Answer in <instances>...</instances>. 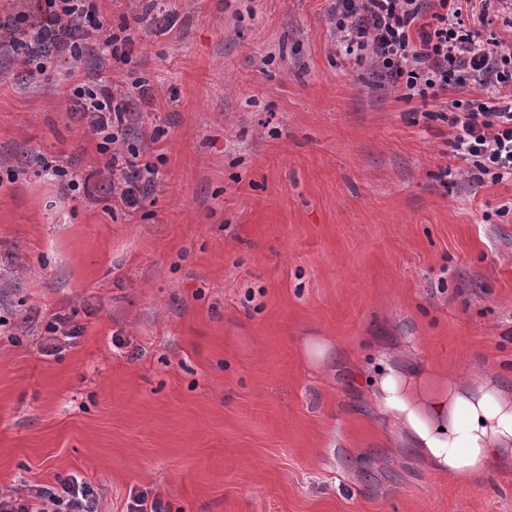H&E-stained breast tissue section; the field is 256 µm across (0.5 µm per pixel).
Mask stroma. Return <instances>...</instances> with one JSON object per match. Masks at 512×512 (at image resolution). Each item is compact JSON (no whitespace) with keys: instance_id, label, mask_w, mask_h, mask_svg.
Wrapping results in <instances>:
<instances>
[{"instance_id":"stroma-1","label":"stroma","mask_w":512,"mask_h":512,"mask_svg":"<svg viewBox=\"0 0 512 512\" xmlns=\"http://www.w3.org/2000/svg\"><path fill=\"white\" fill-rule=\"evenodd\" d=\"M136 33L114 88L162 179L131 210L92 174L64 84L0 48V491L89 483L101 512H512V454L434 468L380 408L386 370L512 399V180L471 187L447 122L349 63L329 0H98ZM80 334L50 354L43 316ZM325 345L324 359L308 354ZM31 163L36 167L42 168L47 172L48 175L59 179L65 186L71 190L76 191L83 187L84 191L90 193L89 191V183L90 179L93 175H82V173L77 171L69 172L64 170L60 165H49L45 162V159L40 154H35L31 158Z\"/></svg>"}]
</instances>
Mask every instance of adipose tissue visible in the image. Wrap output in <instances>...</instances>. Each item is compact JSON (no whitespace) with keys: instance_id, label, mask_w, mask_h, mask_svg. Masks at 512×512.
I'll return each instance as SVG.
<instances>
[{"instance_id":"obj_1","label":"adipose tissue","mask_w":512,"mask_h":512,"mask_svg":"<svg viewBox=\"0 0 512 512\" xmlns=\"http://www.w3.org/2000/svg\"><path fill=\"white\" fill-rule=\"evenodd\" d=\"M379 387L384 409L441 470L460 474L512 447V401L495 397L493 387L474 400L451 391L434 396L392 370Z\"/></svg>"}]
</instances>
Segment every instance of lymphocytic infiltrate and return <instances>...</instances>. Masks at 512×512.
I'll return each mask as SVG.
<instances>
[{"label":"lymphocytic infiltrate","mask_w":512,"mask_h":512,"mask_svg":"<svg viewBox=\"0 0 512 512\" xmlns=\"http://www.w3.org/2000/svg\"><path fill=\"white\" fill-rule=\"evenodd\" d=\"M333 0L328 20L340 52L368 66L422 108L439 107L452 129L448 146L469 184L512 177V48L487 31L512 0ZM29 78L70 81V110L98 139L106 160L98 175L117 201L138 209L158 188L159 169L129 149L131 98L152 104V89L132 82L79 80L83 57L98 51L102 68L129 64L132 35L114 33L96 0H31L0 35ZM0 512H99L94 489L70 476L24 493H1Z\"/></svg>","instance_id":"1"}]
</instances>
